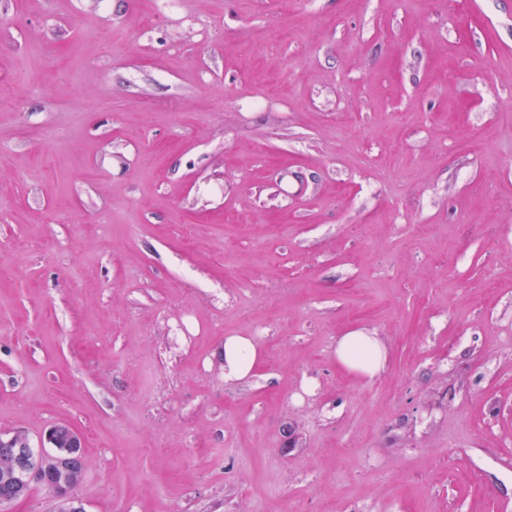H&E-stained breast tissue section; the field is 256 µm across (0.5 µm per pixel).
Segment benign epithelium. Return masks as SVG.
<instances>
[{"mask_svg":"<svg viewBox=\"0 0 512 512\" xmlns=\"http://www.w3.org/2000/svg\"><path fill=\"white\" fill-rule=\"evenodd\" d=\"M61 434L66 436L65 447L62 449L59 448L58 442ZM45 441L50 447L57 449V452L35 462L30 458L29 442L23 433L0 434V446L10 449V452L5 454L8 466L20 471H29L30 480L47 487V490L60 500L64 498V488L47 483L45 473L55 469L66 471L71 468L73 462L82 461L83 436L71 425L60 422L47 431Z\"/></svg>","mask_w":512,"mask_h":512,"instance_id":"obj_1","label":"benign epithelium"}]
</instances>
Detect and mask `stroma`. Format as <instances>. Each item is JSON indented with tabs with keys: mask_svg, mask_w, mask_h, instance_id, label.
<instances>
[{
	"mask_svg": "<svg viewBox=\"0 0 512 512\" xmlns=\"http://www.w3.org/2000/svg\"><path fill=\"white\" fill-rule=\"evenodd\" d=\"M59 422L85 512H512V0H0V433ZM336 361L350 372L370 379L378 375L386 361V350L376 336L354 331L336 341ZM260 355L258 345L250 337L228 336L224 339V378L237 381L254 375Z\"/></svg>",
	"mask_w": 512,
	"mask_h": 512,
	"instance_id": "35a3bbf8",
	"label": "stroma"
}]
</instances>
